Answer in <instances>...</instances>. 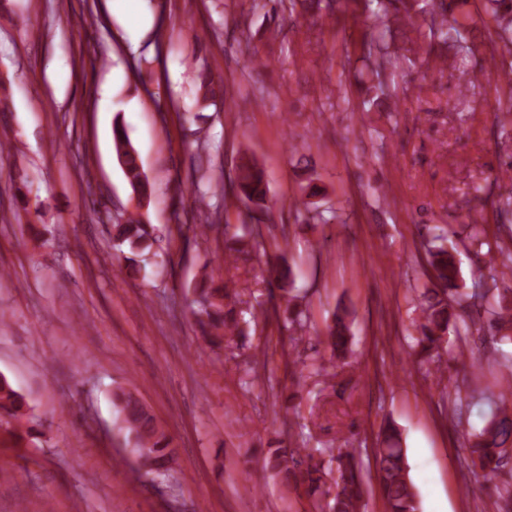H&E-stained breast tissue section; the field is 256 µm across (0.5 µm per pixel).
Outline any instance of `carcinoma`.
I'll use <instances>...</instances> for the list:
<instances>
[{"label": "carcinoma", "mask_w": 512, "mask_h": 512, "mask_svg": "<svg viewBox=\"0 0 512 512\" xmlns=\"http://www.w3.org/2000/svg\"><path fill=\"white\" fill-rule=\"evenodd\" d=\"M301 4L307 12L332 14L338 9L356 14L358 11L372 10L383 23L395 19L397 22H410L414 16L424 11L422 0H289L290 8ZM465 0H431L433 20L429 28V44L426 54L432 60L444 57V51L456 46L460 41L461 29L465 28L472 17L461 10ZM485 11L494 23V31L499 43L493 51L500 55H512V0H485ZM391 33L385 27L378 38L371 40L369 49L363 59L367 62L378 57V69L372 71L380 77L381 71L391 63L392 53L386 40ZM198 92L202 100L208 101L224 93L223 84L215 81L210 74L199 76ZM113 144L116 155L124 158V173L139 199L150 197L151 184L140 164L139 156L132 145L123 126L115 124ZM239 199L253 206L254 215L250 219L260 223L255 216L262 209L268 195V181L264 170L256 163L246 161L238 165L235 178ZM443 235H433V241L427 243V276L432 287L425 289L419 302V315L414 320L418 336L415 338L414 355L429 360L440 357V350L445 344H451L450 335L457 333L459 310L468 306V301L483 299L485 295L476 292L461 293L457 284L459 268L455 259V247L447 248L439 243ZM113 247L117 250L127 248L138 254L151 247L154 238L149 225L136 216H130L124 224L112 225ZM256 245L254 231L231 230L224 225V242L222 252L224 264L236 268L241 263L251 260ZM268 283L283 292L285 305L274 304L261 308L268 321L283 322V328L294 330L303 326L304 310L290 296L293 283V270L282 254L269 262ZM195 301L200 303V315L197 326L204 340L213 348L222 349L224 344L237 337L247 335L244 325L245 310L242 309L241 293L236 282L229 278L215 283L214 276L205 274L192 284ZM491 326L498 330L508 329L500 336L502 341H512V306L499 299L488 310ZM350 311L337 308L325 326L321 343L330 353V358H341L348 351L350 331ZM115 405L122 416L124 428L133 440L131 452L136 457L145 459V466L151 472H166L175 463V451L170 447V440L150 410L131 391L119 390L113 394ZM30 406L25 397L17 392L6 376L0 374V422L7 425L21 423L29 417ZM512 427L507 419L493 417L488 424L475 435L467 452L473 465L479 466L482 477L491 482L500 475L502 460L506 449L505 439ZM382 447L375 449V458L381 479L382 496L386 512H418L413 484L409 479L405 449L401 447L400 435L396 428L388 425L381 431ZM301 454L299 448H271L266 458V467L280 477L287 486L304 487V494L314 512H320L318 498L325 494L324 472L317 465L309 463L299 468L301 461L296 456ZM338 480L329 506V512H361L364 497L362 482L357 471L354 454L350 450H338Z\"/></svg>", "instance_id": "obj_1"}]
</instances>
